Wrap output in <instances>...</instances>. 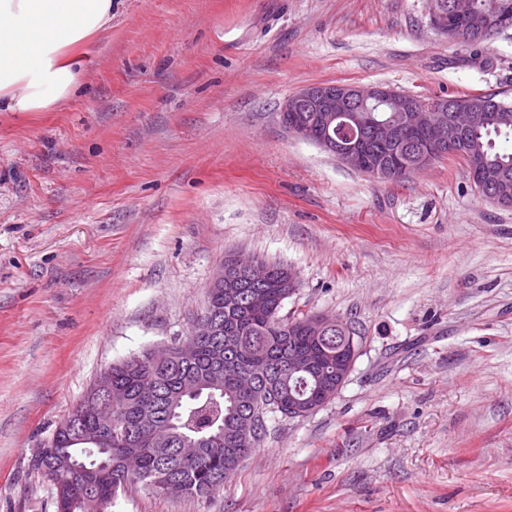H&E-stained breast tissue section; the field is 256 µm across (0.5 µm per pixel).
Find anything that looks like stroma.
Segmentation results:
<instances>
[{"mask_svg": "<svg viewBox=\"0 0 512 512\" xmlns=\"http://www.w3.org/2000/svg\"><path fill=\"white\" fill-rule=\"evenodd\" d=\"M80 94L0 112V512H55L39 443L117 361L185 340L230 254L290 267L285 310L351 322L330 403L207 499L107 512H512V208L461 157L398 183L287 134L314 84L512 98L427 0H114Z\"/></svg>", "mask_w": 512, "mask_h": 512, "instance_id": "obj_1", "label": "stroma"}]
</instances>
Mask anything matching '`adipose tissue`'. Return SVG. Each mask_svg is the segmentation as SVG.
<instances>
[{
    "mask_svg": "<svg viewBox=\"0 0 512 512\" xmlns=\"http://www.w3.org/2000/svg\"><path fill=\"white\" fill-rule=\"evenodd\" d=\"M113 0H0V112H52L78 96Z\"/></svg>",
    "mask_w": 512,
    "mask_h": 512,
    "instance_id": "obj_1",
    "label": "adipose tissue"
}]
</instances>
